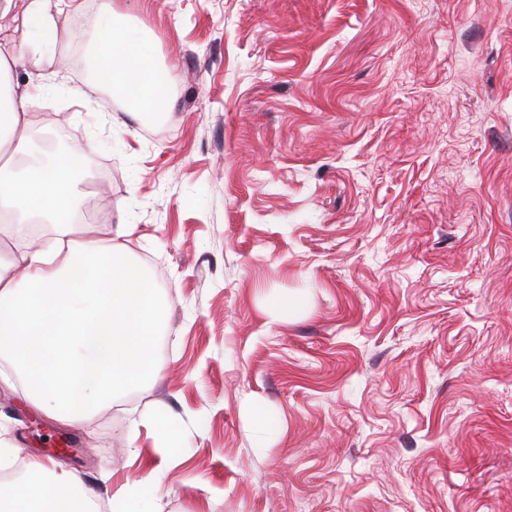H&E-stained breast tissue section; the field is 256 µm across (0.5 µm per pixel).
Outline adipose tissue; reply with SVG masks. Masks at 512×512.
<instances>
[{
  "instance_id": "obj_1",
  "label": "adipose tissue",
  "mask_w": 512,
  "mask_h": 512,
  "mask_svg": "<svg viewBox=\"0 0 512 512\" xmlns=\"http://www.w3.org/2000/svg\"><path fill=\"white\" fill-rule=\"evenodd\" d=\"M94 65L134 112H160L168 85L143 46L112 29ZM0 57V238L21 236L31 217L50 224L51 245L0 250V356L9 358L32 404L71 426L157 371L158 296L151 280L111 239L75 240L72 216L84 172L68 149L15 160L29 150V93L15 88ZM27 476L0 483V512H86L91 498L72 469L32 459Z\"/></svg>"
}]
</instances>
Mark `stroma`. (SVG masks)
<instances>
[{"label":"stroma","instance_id":"stroma-1","mask_svg":"<svg viewBox=\"0 0 512 512\" xmlns=\"http://www.w3.org/2000/svg\"><path fill=\"white\" fill-rule=\"evenodd\" d=\"M80 2L0 55L39 149L92 154V237L131 230L159 378L74 428L0 380V444L165 512H512V0H112L168 80L139 115L62 65ZM144 422L153 427L162 448H174L175 445L180 443L182 436L181 426L171 415H154L141 421V423ZM143 481H134L112 494L113 512H164L160 498L147 499Z\"/></svg>","mask_w":512,"mask_h":512}]
</instances>
